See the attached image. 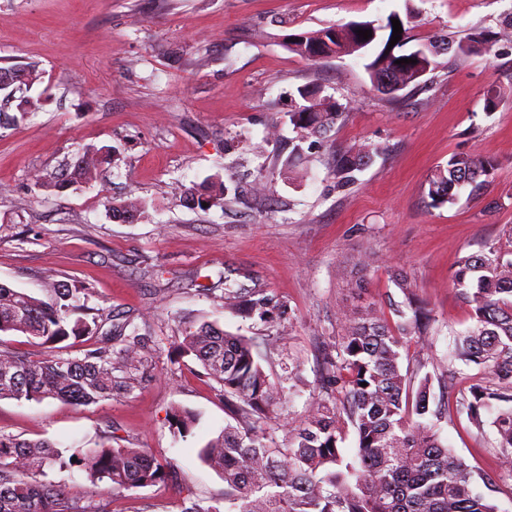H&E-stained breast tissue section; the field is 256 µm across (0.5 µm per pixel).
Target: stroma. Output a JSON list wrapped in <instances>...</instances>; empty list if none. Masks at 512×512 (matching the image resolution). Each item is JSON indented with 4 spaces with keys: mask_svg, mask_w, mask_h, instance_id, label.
<instances>
[{
    "mask_svg": "<svg viewBox=\"0 0 512 512\" xmlns=\"http://www.w3.org/2000/svg\"><path fill=\"white\" fill-rule=\"evenodd\" d=\"M393 14L408 20L410 51L478 32L492 42L440 54L420 85L385 95L365 65ZM511 19L512 0H0V66L36 65L27 94L41 101L23 118L9 107L0 126V284L37 297L49 278L83 286L100 333L126 323L158 345L149 381L134 391L88 406L4 399L0 433L60 448L112 436L175 461L173 478L109 493L112 512H181L189 495L223 506L224 480L199 451L229 417L200 363L170 354L185 323L279 337L260 363L274 381L297 367L296 391L270 430L281 445L336 358L339 308L357 297L392 315L403 299L394 268L435 319L428 350L410 343L402 366L431 375V405L458 404L466 384L449 377V354L473 319L452 284L456 262L486 244L512 251ZM350 21L380 27L363 54L314 63L284 45L286 35ZM306 85L334 96L343 117L290 180L278 159L292 148L287 114ZM494 86L501 96L489 112ZM363 146L378 155L354 184L337 186V159ZM102 147L113 159L91 179L62 192L35 186ZM461 152L493 161L487 187L432 205L430 174ZM216 176L225 204L203 210L185 200L183 189ZM130 198L146 212L114 219L108 201ZM368 255L376 264L359 290L355 271ZM228 281L266 289L265 312L224 309ZM176 406L197 417L183 438L169 425ZM440 428L473 470L495 479L499 512H512V472L494 432L478 433L463 413Z\"/></svg>",
    "mask_w": 512,
    "mask_h": 512,
    "instance_id": "stroma-1",
    "label": "stroma"
}]
</instances>
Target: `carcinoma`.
Listing matches in <instances>:
<instances>
[{"mask_svg": "<svg viewBox=\"0 0 512 512\" xmlns=\"http://www.w3.org/2000/svg\"><path fill=\"white\" fill-rule=\"evenodd\" d=\"M373 41L360 38L355 28L336 24L291 35L285 47L318 61L353 55ZM404 57L385 47L366 69L408 72L424 63L436 67L430 55L417 58L415 65L396 64ZM298 94L300 101L288 117L299 140L324 137L342 118L340 105L314 87L301 88ZM373 156L368 147L342 157L336 178L343 184L354 182L355 172ZM492 169L488 159L452 155L428 179L431 203H456L465 185L480 192ZM225 197L224 181L217 178L196 202L211 206ZM144 209L140 200L114 202L112 216L123 220ZM393 281L404 296L394 308L397 320H388L374 304L340 308L335 371L311 397L300 422L286 428L284 447L274 446L269 437L284 387L264 371L254 340L202 322L185 327L182 340L173 343L172 353L195 357L205 377L221 386L225 410L235 420L200 449L202 461L224 479L227 512H499L493 500L496 481L483 477L484 491H475L471 467L442 443L435 425L424 422L429 414L440 420L451 412L430 409L431 377L403 370L401 349L414 337H426L433 319L415 298L406 275L398 272ZM453 285L475 323L456 338L450 363L475 365L495 376L491 386L472 378L461 409L478 431L486 425L493 428L502 462L512 470V258L486 245L458 260ZM46 291L43 300L0 284V334L22 333L53 348L94 333L85 318L89 308L81 303L84 289L52 281ZM265 301L261 289L253 288L246 296L239 288L224 289V306L245 317ZM154 352L152 340L126 335L122 328L83 349L79 357L60 351L33 358L0 341V399L90 405L136 388ZM362 382L367 386H360ZM194 424L191 412L172 409L170 426L178 433H189ZM349 427L358 441L352 462L340 448ZM56 464L78 467L93 487L106 480L113 491L152 485L174 469L173 462L163 464L145 448L105 443L74 448L65 457L47 440L0 434V512H111L106 499L84 505L62 485L45 481V469Z\"/></svg>", "mask_w": 512, "mask_h": 512, "instance_id": "obj_1", "label": "carcinoma"}]
</instances>
